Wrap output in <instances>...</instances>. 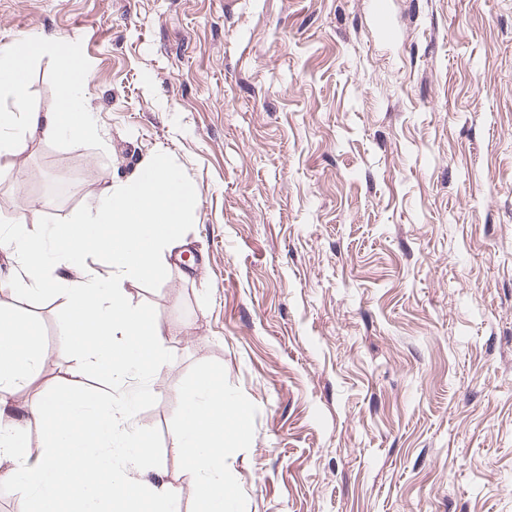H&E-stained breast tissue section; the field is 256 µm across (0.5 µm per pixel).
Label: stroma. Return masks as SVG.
I'll use <instances>...</instances> for the list:
<instances>
[{
  "mask_svg": "<svg viewBox=\"0 0 512 512\" xmlns=\"http://www.w3.org/2000/svg\"><path fill=\"white\" fill-rule=\"evenodd\" d=\"M76 49L90 134L27 135L0 176L18 213L33 171L53 228L167 152L197 189L162 273L127 283L169 330L136 373L156 450L210 374L229 425L230 512H512V0H0V45ZM56 54L27 108L59 104ZM0 223V309L40 334L41 386L107 392L65 347L62 300L26 292Z\"/></svg>",
  "mask_w": 512,
  "mask_h": 512,
  "instance_id": "stroma-1",
  "label": "stroma"
}]
</instances>
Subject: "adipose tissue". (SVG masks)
<instances>
[{"mask_svg": "<svg viewBox=\"0 0 512 512\" xmlns=\"http://www.w3.org/2000/svg\"><path fill=\"white\" fill-rule=\"evenodd\" d=\"M51 47L41 37L0 47V157L23 154L29 131L47 139L91 131V108L81 94L86 67L70 53L61 55L58 107L35 112L24 106L28 64ZM195 198V187L158 154L131 176L113 180L87 214L59 227L53 253L45 252L41 233L28 228L23 216L13 217L30 292L65 299L69 346L112 389L105 398L88 390H45L33 413L49 437L43 453L30 457L25 431L8 404L18 385L33 381L39 343L32 324L0 310V478L21 488L23 512H46L61 502L68 512H137L145 503L153 512H179L177 487L128 474L152 459L153 446L135 420L144 395L124 389V379L142 368L163 370L167 332L129 303L126 285L162 272L167 252L193 219ZM88 254L108 259V283L81 265ZM232 412L208 374L191 385L180 407L171 446L188 460L197 512H224V427ZM116 448L124 451L118 462L112 459Z\"/></svg>", "mask_w": 512, "mask_h": 512, "instance_id": "ef3b65f1", "label": "adipose tissue"}]
</instances>
